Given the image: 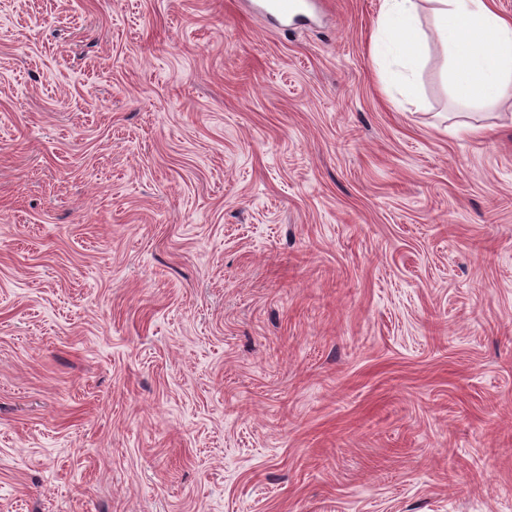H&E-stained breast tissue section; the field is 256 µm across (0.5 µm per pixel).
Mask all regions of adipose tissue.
Here are the masks:
<instances>
[{"mask_svg":"<svg viewBox=\"0 0 512 512\" xmlns=\"http://www.w3.org/2000/svg\"><path fill=\"white\" fill-rule=\"evenodd\" d=\"M425 1L446 48L445 78L458 98L481 108L512 93V21L495 12L492 0H384L371 44L380 80L416 91L427 62L419 21Z\"/></svg>","mask_w":512,"mask_h":512,"instance_id":"ef3b65f1","label":"adipose tissue"}]
</instances>
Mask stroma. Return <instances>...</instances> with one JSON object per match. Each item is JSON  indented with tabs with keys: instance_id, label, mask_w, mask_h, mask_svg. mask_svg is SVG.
<instances>
[{
	"instance_id": "stroma-1",
	"label": "stroma",
	"mask_w": 512,
	"mask_h": 512,
	"mask_svg": "<svg viewBox=\"0 0 512 512\" xmlns=\"http://www.w3.org/2000/svg\"><path fill=\"white\" fill-rule=\"evenodd\" d=\"M382 5L0 0V512H512V95ZM312 5L310 0H260L256 8L260 11L275 13L283 18L293 15L307 6Z\"/></svg>"
}]
</instances>
